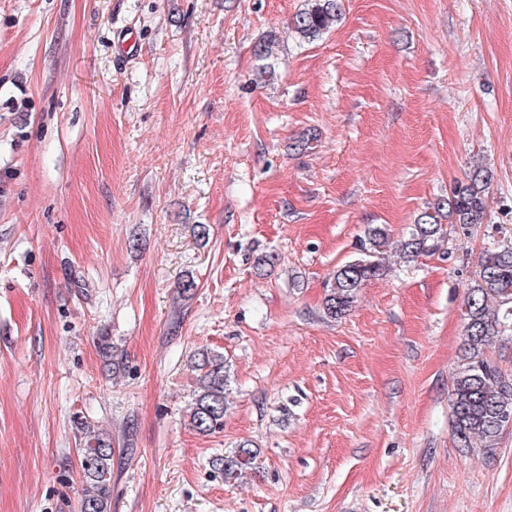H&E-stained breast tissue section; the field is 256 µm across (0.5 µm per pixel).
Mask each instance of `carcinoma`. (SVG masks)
<instances>
[{"label":"carcinoma","instance_id":"carcinoma-1","mask_svg":"<svg viewBox=\"0 0 512 512\" xmlns=\"http://www.w3.org/2000/svg\"><path fill=\"white\" fill-rule=\"evenodd\" d=\"M342 14V0H307L306 7L292 19L294 32L310 40L333 27ZM279 42L271 36L256 47L263 61L260 77H275L270 60L278 55ZM494 173L477 166L464 181L453 185L448 198L425 209L400 244L403 257L415 259L438 251L444 242L442 220L469 232L484 222L487 209L485 191ZM388 245L383 226H371L362 244V256L336 269L324 302L325 313L344 315L357 300L367 282L384 274L380 249ZM464 336L462 363L452 379L453 436L460 448L491 453L497 448L512 419V374L487 354L497 340L512 337V241L489 246L482 252L469 280L463 308ZM193 368L197 371L192 427L203 435L224 430L227 410L224 397L228 382L224 356L200 350ZM83 445L80 466L83 490L78 512H111L112 441L95 430L88 420L74 421ZM258 451L242 442L234 450L216 457L212 467L224 481H236L255 469Z\"/></svg>","mask_w":512,"mask_h":512}]
</instances>
